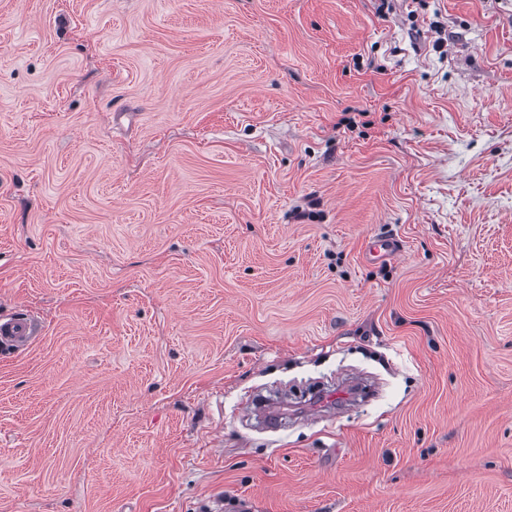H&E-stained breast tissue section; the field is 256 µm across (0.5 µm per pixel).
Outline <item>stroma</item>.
<instances>
[{"mask_svg":"<svg viewBox=\"0 0 512 512\" xmlns=\"http://www.w3.org/2000/svg\"><path fill=\"white\" fill-rule=\"evenodd\" d=\"M378 5L0 0V512H512V0ZM39 323L28 312L0 314V353L26 350L38 337Z\"/></svg>","mask_w":512,"mask_h":512,"instance_id":"1","label":"stroma"}]
</instances>
